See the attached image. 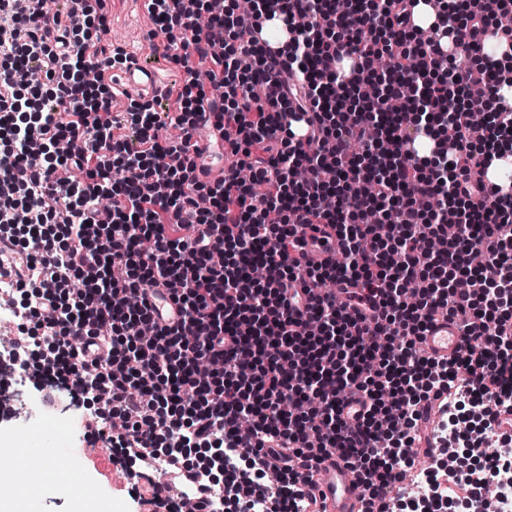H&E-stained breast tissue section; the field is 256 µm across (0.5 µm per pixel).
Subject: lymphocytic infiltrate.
<instances>
[{
    "instance_id": "lymphocytic-infiltrate-1",
    "label": "lymphocytic infiltrate",
    "mask_w": 512,
    "mask_h": 512,
    "mask_svg": "<svg viewBox=\"0 0 512 512\" xmlns=\"http://www.w3.org/2000/svg\"><path fill=\"white\" fill-rule=\"evenodd\" d=\"M76 2L61 16L46 0H0V139L17 144L0 153V223L27 236L16 245L26 272L0 270V288L35 298L17 329L54 345L42 374L105 395V447L179 461L172 485L153 486L155 507L185 498L214 512L245 462L255 485L239 512H306L303 470L332 450L378 501L415 464L422 404L440 397L447 414L462 386L494 400L492 424L512 427V184L477 175L508 159L512 104L472 41L512 32V0L492 12L437 0L426 33L411 24L419 0L350 11L256 0L246 25L236 0H147L184 83L165 92L172 112L133 99L117 114L108 72L126 55L102 44L108 0ZM272 19L287 42L271 51L257 35ZM382 53L418 67L379 75ZM495 98L473 139L470 115ZM305 116L317 132L303 141L294 125ZM204 121L236 129L218 182L191 152ZM169 124L179 139L160 141ZM423 137L434 141L427 159L406 148ZM325 226L345 263L305 261L304 232ZM428 238L439 251L421 249ZM478 245L487 261L476 268ZM159 286L177 323L158 322L146 299ZM437 314L479 352L425 355ZM354 391L364 407L351 428L341 405Z\"/></svg>"
}]
</instances>
